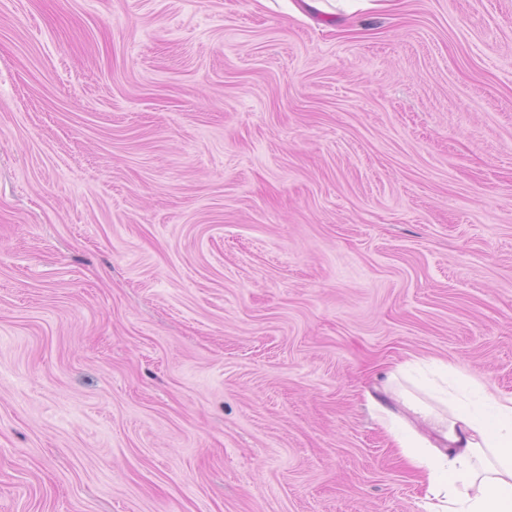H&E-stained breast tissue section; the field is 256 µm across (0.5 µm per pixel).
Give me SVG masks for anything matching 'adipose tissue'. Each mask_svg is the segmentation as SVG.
Returning <instances> with one entry per match:
<instances>
[{
	"label": "adipose tissue",
	"instance_id": "ef3b65f1",
	"mask_svg": "<svg viewBox=\"0 0 512 512\" xmlns=\"http://www.w3.org/2000/svg\"><path fill=\"white\" fill-rule=\"evenodd\" d=\"M403 376L400 368L389 374L380 409L397 405L413 418L395 439L427 472L430 512H512V399L465 379L438 410L406 389Z\"/></svg>",
	"mask_w": 512,
	"mask_h": 512
}]
</instances>
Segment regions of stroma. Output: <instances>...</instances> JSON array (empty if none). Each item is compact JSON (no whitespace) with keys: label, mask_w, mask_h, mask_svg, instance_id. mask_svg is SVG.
Returning <instances> with one entry per match:
<instances>
[{"label":"stroma","mask_w":512,"mask_h":512,"mask_svg":"<svg viewBox=\"0 0 512 512\" xmlns=\"http://www.w3.org/2000/svg\"><path fill=\"white\" fill-rule=\"evenodd\" d=\"M433 360L512 398V0H0V512H428Z\"/></svg>","instance_id":"obj_1"}]
</instances>
